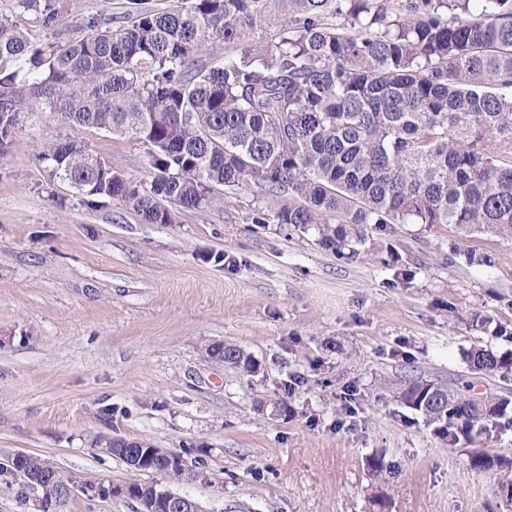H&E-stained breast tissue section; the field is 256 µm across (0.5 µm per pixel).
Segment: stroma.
Masks as SVG:
<instances>
[{
  "label": "stroma",
  "mask_w": 512,
  "mask_h": 512,
  "mask_svg": "<svg viewBox=\"0 0 512 512\" xmlns=\"http://www.w3.org/2000/svg\"><path fill=\"white\" fill-rule=\"evenodd\" d=\"M55 6L53 25L22 18L38 47L81 38L93 20L119 25L131 4ZM59 138L134 180L147 165L139 145L42 112L0 155V458L33 454L78 483L146 482L105 448L146 439L205 460L206 481L170 484L205 512H512V467L468 461L512 449L511 425L451 447L398 403L411 378L512 393V375H476L464 359L476 345L512 350L475 322L512 327V240L399 224L339 259L314 232L249 223L252 185L145 224L48 183L39 155ZM387 243L412 280L396 276ZM462 249L496 264H466ZM224 342L258 373L212 357ZM277 402L288 411L274 418Z\"/></svg>",
  "instance_id": "35a3bbf8"
}]
</instances>
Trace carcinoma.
<instances>
[{
  "mask_svg": "<svg viewBox=\"0 0 512 512\" xmlns=\"http://www.w3.org/2000/svg\"><path fill=\"white\" fill-rule=\"evenodd\" d=\"M38 12L52 25L54 0H16L0 12V150L27 115L88 127L147 150L145 177L130 181L84 144L59 139L41 154L50 180L96 207L117 201L146 224H172L177 209L220 205L252 183L253 224L317 233L342 258L367 232L395 224H453L464 237L512 240V0H172L156 11L131 0L128 21L98 27L61 47L34 49L20 22ZM224 42L214 62L207 47ZM404 281L412 270L394 248ZM224 364L252 371L230 343L211 347ZM469 369L512 374V351L475 346ZM401 403L448 444L473 440L512 411L511 394L472 395L413 379ZM140 443L147 472L190 481L173 451ZM491 471L509 460L469 457ZM43 459L0 462V486L34 509L32 477Z\"/></svg>",
  "mask_w": 512,
  "mask_h": 512,
  "instance_id": "1",
  "label": "carcinoma"
}]
</instances>
